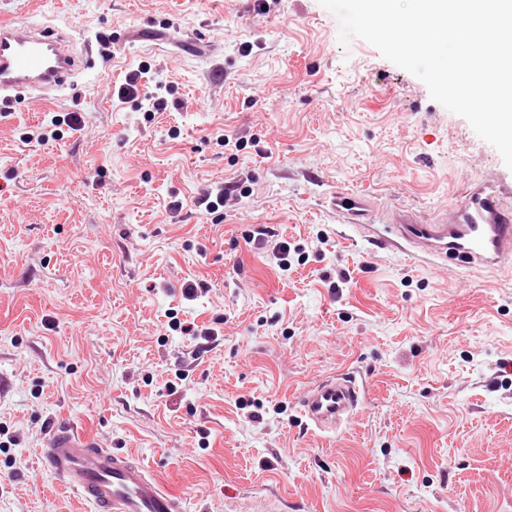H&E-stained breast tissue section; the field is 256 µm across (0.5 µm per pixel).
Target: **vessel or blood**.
Returning <instances> with one entry per match:
<instances>
[{"label": "vessel or blood", "mask_w": 512, "mask_h": 512, "mask_svg": "<svg viewBox=\"0 0 512 512\" xmlns=\"http://www.w3.org/2000/svg\"><path fill=\"white\" fill-rule=\"evenodd\" d=\"M78 66L67 32L39 29L22 16L0 22V102L29 89L43 100L64 87ZM505 187L468 186L451 218L426 220L410 210L377 208L367 194L344 190L334 199L340 223L369 232L384 230L388 243L416 257L456 256L469 268H512V206ZM361 385L350 374L326 378L303 390L299 406L317 430L331 433L356 410ZM44 460L61 482L93 512H186L185 498L170 491L141 463L70 426L51 436Z\"/></svg>", "instance_id": "vessel-or-blood-1"}]
</instances>
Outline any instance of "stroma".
<instances>
[{
	"mask_svg": "<svg viewBox=\"0 0 512 512\" xmlns=\"http://www.w3.org/2000/svg\"><path fill=\"white\" fill-rule=\"evenodd\" d=\"M27 12L94 65L0 107V512H89L42 460L62 422L187 512H512V275L418 260L332 207L354 190L442 218L467 185L512 182L499 152L341 43L319 0H0ZM138 68L140 96L167 85L182 108L119 97ZM173 319L218 334L200 352ZM341 373L362 401L318 433L299 394Z\"/></svg>",
	"mask_w": 512,
	"mask_h": 512,
	"instance_id": "35a3bbf8",
	"label": "stroma"
}]
</instances>
